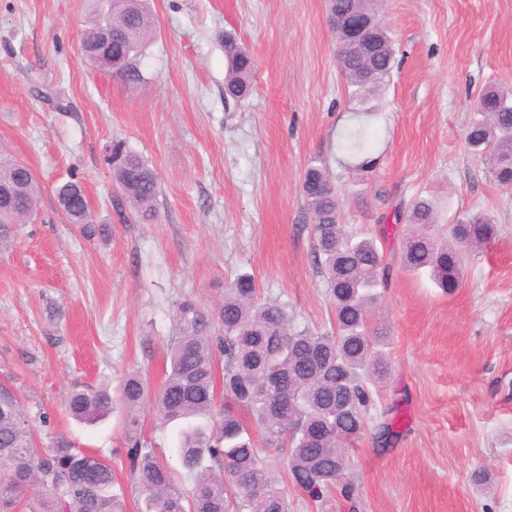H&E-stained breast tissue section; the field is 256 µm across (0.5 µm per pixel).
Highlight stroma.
<instances>
[{"mask_svg": "<svg viewBox=\"0 0 512 512\" xmlns=\"http://www.w3.org/2000/svg\"><path fill=\"white\" fill-rule=\"evenodd\" d=\"M149 3L159 27L129 80L81 55L109 0H0V146L41 184L36 216L0 249V387L38 443L62 435L111 463L114 494L137 512L123 411L78 422L70 390L114 391L133 370L159 385L177 303L213 306L242 273L297 325L330 330L300 190L319 159L336 177L346 231L375 236L396 266L407 228L378 229L417 198L435 200L441 227L484 212L497 232L467 254L454 292L397 267L375 314L392 376L348 447L356 505L335 494L318 509L292 486L289 512H512V190L465 143L479 92L512 90V0H383L395 65L371 100L367 173L338 147L362 104L340 71L326 0ZM228 34L254 59L244 100L224 91ZM115 140L157 173L150 220L113 208L105 155ZM68 181L108 235L90 240L69 224L56 194ZM391 418L400 435L377 446L374 430ZM184 427L141 414L174 466Z\"/></svg>", "mask_w": 512, "mask_h": 512, "instance_id": "1", "label": "stroma"}]
</instances>
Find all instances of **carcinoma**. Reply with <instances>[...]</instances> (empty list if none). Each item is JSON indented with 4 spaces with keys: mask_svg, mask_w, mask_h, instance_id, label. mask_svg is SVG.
I'll list each match as a JSON object with an SVG mask.
<instances>
[{
    "mask_svg": "<svg viewBox=\"0 0 512 512\" xmlns=\"http://www.w3.org/2000/svg\"><path fill=\"white\" fill-rule=\"evenodd\" d=\"M363 9L372 18L373 47L366 60L358 40L339 48L340 71L360 100L372 96L394 66V44L380 15L379 0ZM158 20L148 0H112L107 18L83 40L86 60L100 54V34L113 29V70L135 76L133 62L156 33ZM227 84L232 94L248 95L252 60L224 44ZM475 117L466 132L467 148L481 157L489 177L512 187V92L486 89L474 103ZM374 141L369 126L357 124L339 142L343 155L368 168ZM119 189L118 206L148 219L159 192L155 171L121 141L112 142L107 157ZM0 186L9 192L0 205V245L9 240L12 224H24L38 209L41 187L18 161H0ZM302 193L312 214L314 263L333 306L335 326L316 332L294 325L280 305L261 300L254 280L240 275L224 288L210 310L185 300L175 309L176 336L167 348L169 371L156 389L140 371L128 373L119 390L87 388L70 392L67 405L77 420L94 422L119 404L127 417V459L141 505L139 512H288L287 479L312 502L331 492L353 504L347 480L345 448L365 432L373 405L371 387L391 375L383 350L385 331L371 321L381 290L393 267L383 259L372 237L356 238L340 223L336 184L324 162L308 164ZM69 223L92 239L104 229L91 220V210L73 204L65 210ZM394 223L406 224L400 265L426 272L446 291L459 287L464 257L480 249L494 234V221L469 213L452 225L443 239L436 224L435 203L415 200L408 210H394ZM224 361V406L216 399V371ZM151 407L162 424L196 417L209 423L187 429L180 446L181 467L189 489L152 448L139 429V414ZM263 437L260 449L252 430ZM396 419L376 433L382 447L397 437ZM112 466L75 451L62 437L42 448L20 402L0 388V512L26 504L28 512H123Z\"/></svg>",
    "mask_w": 512,
    "mask_h": 512,
    "instance_id": "cac0c4a2",
    "label": "carcinoma"
}]
</instances>
